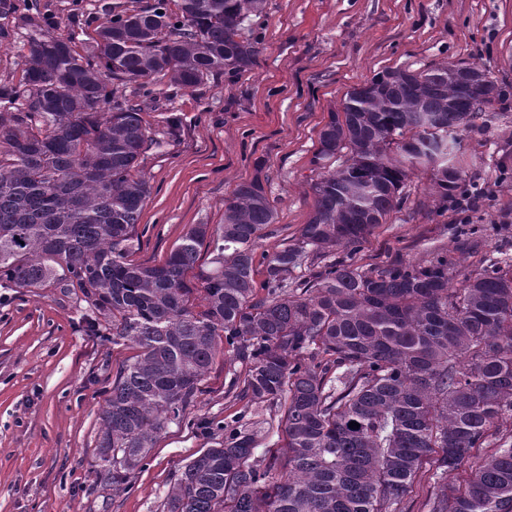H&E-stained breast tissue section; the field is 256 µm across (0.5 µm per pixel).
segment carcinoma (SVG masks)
<instances>
[{
  "instance_id": "carcinoma-1",
  "label": "carcinoma",
  "mask_w": 512,
  "mask_h": 512,
  "mask_svg": "<svg viewBox=\"0 0 512 512\" xmlns=\"http://www.w3.org/2000/svg\"><path fill=\"white\" fill-rule=\"evenodd\" d=\"M177 9L158 0L112 15L87 55L49 33L31 37L26 107L0 112V285L62 278L91 307V331L139 348L99 415L100 474L127 484L202 392L224 342L250 363L251 401L287 404L286 448L261 467L252 435L230 430L178 469L164 512H397L438 450L442 473L470 474L462 488L440 486L428 512H512V430L501 429L512 421V264L489 262L454 286L446 254L369 271L332 259L401 207L418 168L443 199L454 194L462 177L448 137L507 101L505 87L487 75L466 94L445 79L453 66L436 65L388 69L371 79L379 92L346 94L351 105L319 131L309 220L264 257L267 294L257 298L256 245L275 221L257 177L224 201V223L193 225L163 263L129 260L150 195L137 171L160 141L112 84L167 76L194 88L258 56L242 29L263 0ZM204 245L211 268L197 288L187 274ZM492 437L497 448L474 453Z\"/></svg>"
}]
</instances>
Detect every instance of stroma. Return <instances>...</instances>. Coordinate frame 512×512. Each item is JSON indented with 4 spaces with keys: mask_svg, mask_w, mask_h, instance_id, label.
<instances>
[{
    "mask_svg": "<svg viewBox=\"0 0 512 512\" xmlns=\"http://www.w3.org/2000/svg\"><path fill=\"white\" fill-rule=\"evenodd\" d=\"M113 1L11 0L12 12L0 17V85L24 93L35 25L83 54ZM243 35L260 43L251 70L220 72L194 88L152 86L144 120L161 134L177 118L180 134L142 164L151 194L131 259L164 262L192 225L223 223L225 199L257 176L276 212L256 248L260 296L262 257L292 243L307 223L318 133L353 86L389 68L442 64L512 84V0H264ZM454 154L476 206L437 215L432 176L416 170L401 209L362 243L355 266L421 263L442 251L464 269L512 259V99L460 129ZM88 311L77 288H0V512H163L178 469L227 429L253 431L257 464L284 447L285 403L251 402L243 390L248 365L228 347L185 420L160 434L127 489H112L96 465L99 414L113 376L139 350L90 332Z\"/></svg>",
    "mask_w": 512,
    "mask_h": 512,
    "instance_id": "1",
    "label": "stroma"
}]
</instances>
